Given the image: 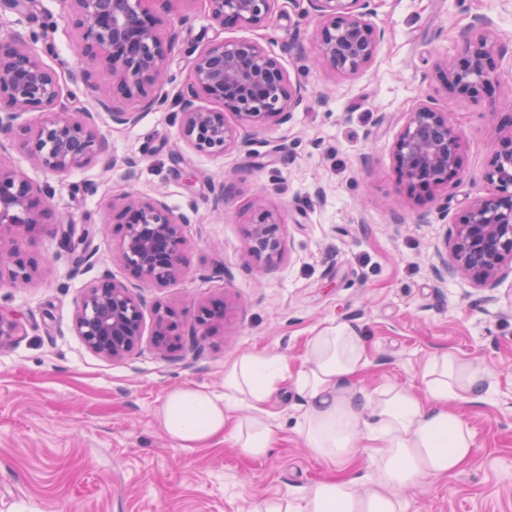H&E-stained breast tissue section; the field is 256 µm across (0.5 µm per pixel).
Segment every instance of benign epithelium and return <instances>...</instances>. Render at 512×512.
<instances>
[{"instance_id": "obj_1", "label": "benign epithelium", "mask_w": 512, "mask_h": 512, "mask_svg": "<svg viewBox=\"0 0 512 512\" xmlns=\"http://www.w3.org/2000/svg\"><path fill=\"white\" fill-rule=\"evenodd\" d=\"M80 34L79 54L90 66H102L107 84L97 103L117 125L133 124L138 113L114 105L135 101L144 111L165 103L164 87L171 81L167 61L177 40L160 32L157 9L171 0H60ZM209 17L222 29L271 26L278 0H203ZM300 17L318 21L316 61L352 75L374 60L383 33L368 17L373 0H290ZM190 65L180 92V132L195 151L222 156L249 143L246 126L269 118L288 119L306 97V89L291 81L280 60L258 41H213L190 52ZM494 46L479 34L465 41L458 63L438 69L445 90L476 94L494 81ZM206 98L217 109L196 104ZM22 112H37L35 128L23 129L18 139L31 160L45 170L69 173L105 158L108 145L97 129L95 113L69 110L57 71L45 64L19 36L0 40V134H10ZM241 125H232L226 114ZM401 184L409 195L433 194L457 177L461 143L450 112L426 100L407 113L394 144ZM486 179L495 187L491 196L473 203L454 225L445 248L438 253L443 269L493 286L512 258V127L494 145ZM42 189L21 173L0 166V284L24 288L39 272V263L23 249L24 236L50 223V209L41 205ZM123 232L116 258L140 287H162L186 273L185 213L164 200L127 193L120 197ZM281 223L268 210L258 214L248 237V249L267 264L283 252ZM144 295L105 274L84 288L73 315V329L88 350L112 361L131 357L144 332ZM228 304L202 302L194 321L179 325L172 313L154 310L155 348L171 356L179 348L194 349L204 328L225 318ZM17 314L0 311V344L21 335Z\"/></svg>"}]
</instances>
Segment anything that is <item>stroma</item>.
Here are the masks:
<instances>
[{"label": "stroma", "mask_w": 512, "mask_h": 512, "mask_svg": "<svg viewBox=\"0 0 512 512\" xmlns=\"http://www.w3.org/2000/svg\"><path fill=\"white\" fill-rule=\"evenodd\" d=\"M370 21L385 37L372 64L347 76L312 63L317 21L298 19L288 0H278L271 32L223 31L200 0H174L161 25L178 34L167 102L133 125L100 114L109 163L54 175L0 136V166L42 187L54 221L71 223L74 237L96 249L75 263L43 228L23 242L42 275L25 288L0 285V309L24 322L23 336L0 345V512H259L267 500L298 496L333 468L298 436L301 411L292 399L276 404L279 440L257 460L221 441L181 447L156 411L187 383L223 392L225 362L246 351L276 350L299 365L309 336L332 319L361 326L368 389L397 383L422 391L429 357L448 350L489 368L486 398L459 405L474 434L471 463L405 489L403 499L406 512H512V269L503 268L492 288L437 272L448 230L494 191L485 178L490 147L512 121V0H375ZM480 28L496 43L495 84L447 97L437 68L458 62ZM12 32L31 41L45 64L73 73L65 90L77 106L94 108L90 87L103 75L81 62L61 0H36L26 13L0 0V35ZM217 37L262 43L309 96L287 120L251 128L247 148L212 157L184 142L176 114L187 48ZM430 96L450 104L461 140V174L448 184L444 214L439 197L407 194L393 157L408 112ZM275 144L286 153L271 155ZM128 159L138 162L132 181L124 178ZM221 181L234 195L219 210L212 186ZM130 190L163 193L192 217L187 274L146 289L145 325L158 305L184 322L198 302H233L199 350L176 360L145 338L131 358L108 361L73 330L88 284L107 273L132 281L113 254L119 214L105 207ZM262 209L281 219L284 250L270 266L246 245Z\"/></svg>", "instance_id": "1"}]
</instances>
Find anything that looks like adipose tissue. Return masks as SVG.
I'll use <instances>...</instances> for the list:
<instances>
[{
	"label": "adipose tissue",
	"instance_id": "adipose-tissue-1",
	"mask_svg": "<svg viewBox=\"0 0 512 512\" xmlns=\"http://www.w3.org/2000/svg\"><path fill=\"white\" fill-rule=\"evenodd\" d=\"M369 363L359 327L329 320L309 337L299 366L275 351L239 355L224 365L223 393L175 388L157 419L181 447L220 438L259 459L278 439L272 402L291 392L306 447L343 472L303 488L295 501L264 503L261 512H404L403 488L471 462L474 438L457 405L482 401L492 388L490 372L479 360L446 351L429 359L423 393L396 385L369 391L360 384ZM360 458L366 474H345Z\"/></svg>",
	"mask_w": 512,
	"mask_h": 512
}]
</instances>
